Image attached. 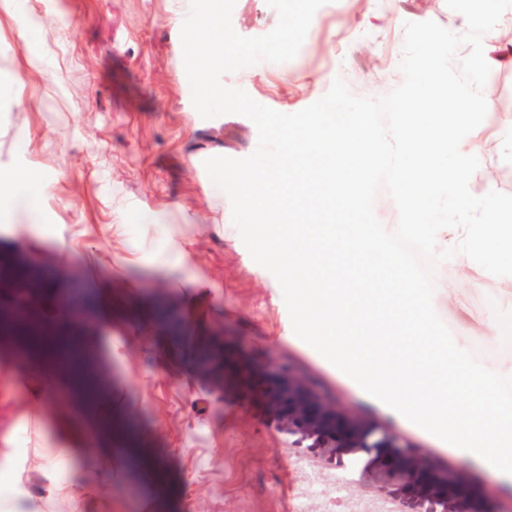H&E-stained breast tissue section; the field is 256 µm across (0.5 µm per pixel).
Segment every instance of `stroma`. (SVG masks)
Returning <instances> with one entry per match:
<instances>
[{"label":"stroma","mask_w":512,"mask_h":512,"mask_svg":"<svg viewBox=\"0 0 512 512\" xmlns=\"http://www.w3.org/2000/svg\"><path fill=\"white\" fill-rule=\"evenodd\" d=\"M189 0H14L0 10V175L42 186L38 220L0 223V261L23 279L0 288V311L15 289L54 319L67 271L79 270L94 303L75 331L94 356L95 396H72L66 380L41 383L32 368L0 378V512H68L63 495L82 481L81 461L40 459L62 416L88 446L112 449L108 481L87 485L88 512H336V473L288 447L277 423L248 400L242 374L268 359L291 366L323 395L424 449L443 468L490 481L477 462L367 394L292 328L276 278L258 265L232 220L229 198L205 160L241 159L257 148L255 124L239 114L202 118L192 104L181 27ZM432 20L456 34L464 16L446 0H328L297 57L224 74L284 114L322 98L335 78L379 98L399 86L408 22ZM266 0H236L235 31L270 32ZM494 95L482 124L480 165L512 194V64L491 71ZM435 310L485 366L512 362V334H486L488 319L512 323V276L439 263ZM169 305L187 330L174 344L157 321ZM207 344L225 356L223 389L200 371ZM41 396H34L37 385ZM164 466L155 487L149 462ZM322 478L308 493L309 474Z\"/></svg>","instance_id":"35a3bbf8"}]
</instances>
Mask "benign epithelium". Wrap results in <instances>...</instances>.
<instances>
[{"instance_id": "7a95c632", "label": "benign epithelium", "mask_w": 512, "mask_h": 512, "mask_svg": "<svg viewBox=\"0 0 512 512\" xmlns=\"http://www.w3.org/2000/svg\"><path fill=\"white\" fill-rule=\"evenodd\" d=\"M80 306L67 307L71 316L84 315L86 290L82 277L70 273ZM250 396L277 420L291 448L318 459L344 475L337 498L351 485L387 506L383 512H499L492 492H476L458 471L445 470L431 457L327 400L313 385L290 369L268 361Z\"/></svg>"}]
</instances>
